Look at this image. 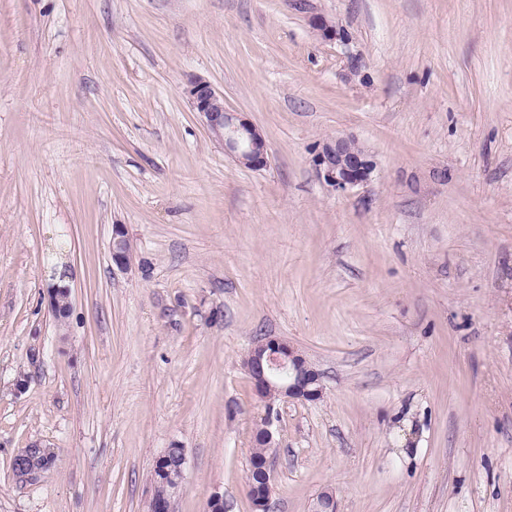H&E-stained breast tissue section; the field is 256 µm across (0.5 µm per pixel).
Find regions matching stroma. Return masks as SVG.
<instances>
[{
	"label": "stroma",
	"mask_w": 512,
	"mask_h": 512,
	"mask_svg": "<svg viewBox=\"0 0 512 512\" xmlns=\"http://www.w3.org/2000/svg\"><path fill=\"white\" fill-rule=\"evenodd\" d=\"M336 135L377 162L346 192ZM264 336L324 387L278 406L271 512H512V0H0V512H146L175 445L173 512H253ZM189 95L193 109L215 141L224 146L225 152L250 168L267 166L269 154L264 136L240 113L224 108L223 93L210 82L198 79L192 83ZM352 136L326 139L312 160L318 176L337 191H347L367 183L377 167L374 155L363 147L356 150ZM125 226L116 224L112 227L111 256L112 265L120 271H127L133 264V256L128 246ZM24 463L29 470L47 471L55 464V454L48 448H24ZM186 457L184 448L174 446L168 448L166 453L157 461L154 469V480L162 485L169 486L172 491L159 495L162 488L154 483L153 512H171L172 498L183 489V476ZM151 498V500H152ZM150 500V501H151Z\"/></svg>",
	"instance_id": "1"
}]
</instances>
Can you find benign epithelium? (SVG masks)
Segmentation results:
<instances>
[{"mask_svg": "<svg viewBox=\"0 0 512 512\" xmlns=\"http://www.w3.org/2000/svg\"><path fill=\"white\" fill-rule=\"evenodd\" d=\"M193 109L224 151L253 169H262L269 162L264 136L249 120L238 112L224 108V94L210 82L194 81L189 89ZM352 136H336L326 139L313 158V166L323 182L337 191H347L367 183L377 167L374 155L361 148L356 150ZM125 226H112V265L127 271L133 264V256L127 246ZM245 366L259 394L266 390L277 391L278 399L316 401L323 396L320 373L288 342L267 336L248 352ZM186 457L184 449L170 448L157 461L154 480L171 488L168 494L153 499V512H171L172 498L183 489ZM251 482L270 487L273 470L268 457L251 464Z\"/></svg>", "mask_w": 512, "mask_h": 512, "instance_id": "1", "label": "benign epithelium"}]
</instances>
